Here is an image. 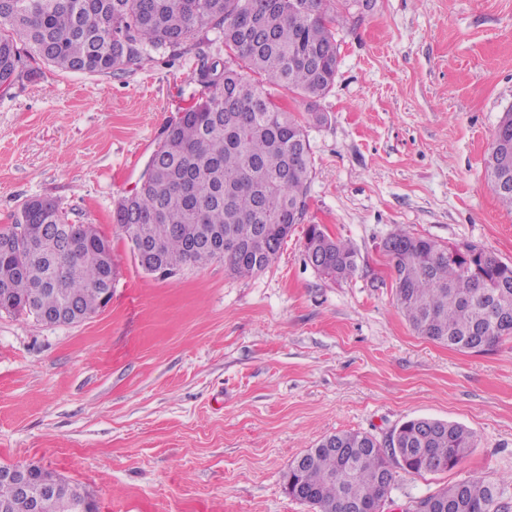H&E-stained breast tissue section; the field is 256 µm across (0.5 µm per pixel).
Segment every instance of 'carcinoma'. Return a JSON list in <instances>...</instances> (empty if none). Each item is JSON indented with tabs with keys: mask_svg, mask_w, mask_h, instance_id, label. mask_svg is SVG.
<instances>
[{
	"mask_svg": "<svg viewBox=\"0 0 512 512\" xmlns=\"http://www.w3.org/2000/svg\"><path fill=\"white\" fill-rule=\"evenodd\" d=\"M330 0H0V87L23 77L22 56L64 71L109 74L150 50L198 40L205 28L222 34L231 58L198 54L196 80L208 89L178 112L163 132L140 186L118 200L113 222L127 242L143 238L153 251L137 261L149 274L171 277L215 260L236 276L268 268L293 227L302 223L310 172L306 124H320L318 102L336 79L339 47ZM284 88L307 117L283 110L267 86ZM491 191L512 209V163L498 166L496 145L484 159ZM26 224L62 225L29 252L15 225L0 228L15 249L0 253V273L25 271L0 283V312L38 317L76 306L87 318L107 305L115 269L109 241L94 228L70 224L58 204L31 198L19 210ZM383 248L393 262L395 303L420 336L460 351L482 353L512 337L496 321L512 311V264L475 244L448 257L437 240L392 232ZM306 260L344 280L358 252L318 224L304 234ZM475 447L465 427L428 417L410 419L384 443L360 432L322 439L293 461L288 493L306 488L316 512H381L395 469L422 474L457 467ZM504 481L468 477L412 501L408 512H512ZM81 493L64 483L49 512H76ZM0 512H31L30 500L0 481Z\"/></svg>",
	"mask_w": 512,
	"mask_h": 512,
	"instance_id": "1",
	"label": "carcinoma"
}]
</instances>
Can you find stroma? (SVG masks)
Returning <instances> with one entry per match:
<instances>
[{
    "label": "stroma",
    "mask_w": 512,
    "mask_h": 512,
    "mask_svg": "<svg viewBox=\"0 0 512 512\" xmlns=\"http://www.w3.org/2000/svg\"><path fill=\"white\" fill-rule=\"evenodd\" d=\"M342 2L304 221L249 277L220 261L146 273L112 220L203 91L194 45L116 74L44 64L0 94V227L55 200L110 240L115 267L110 303L81 322L0 313V465H43L97 512H314L285 489L294 459L430 417L475 446L446 472L396 471L383 512L471 474L507 479L512 497V339L468 353L418 336L382 248L403 228L512 262V212L483 168L512 108V0ZM310 224L355 247L353 278L305 263Z\"/></svg>",
    "instance_id": "35a3bbf8"
}]
</instances>
